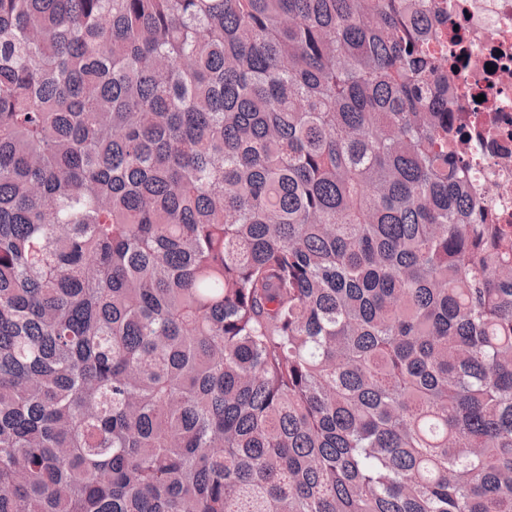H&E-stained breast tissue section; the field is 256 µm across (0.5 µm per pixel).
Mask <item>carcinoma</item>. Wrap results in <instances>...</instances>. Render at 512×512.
Returning <instances> with one entry per match:
<instances>
[{"mask_svg":"<svg viewBox=\"0 0 512 512\" xmlns=\"http://www.w3.org/2000/svg\"><path fill=\"white\" fill-rule=\"evenodd\" d=\"M447 22L0 0V512H512Z\"/></svg>","mask_w":512,"mask_h":512,"instance_id":"carcinoma-1","label":"carcinoma"}]
</instances>
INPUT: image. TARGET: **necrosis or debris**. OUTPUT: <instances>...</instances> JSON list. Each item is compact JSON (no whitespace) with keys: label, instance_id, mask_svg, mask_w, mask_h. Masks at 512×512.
<instances>
[{"label":"necrosis or debris","instance_id":"obj_1","mask_svg":"<svg viewBox=\"0 0 512 512\" xmlns=\"http://www.w3.org/2000/svg\"><path fill=\"white\" fill-rule=\"evenodd\" d=\"M448 85L484 201L512 224V0H448Z\"/></svg>","mask_w":512,"mask_h":512}]
</instances>
